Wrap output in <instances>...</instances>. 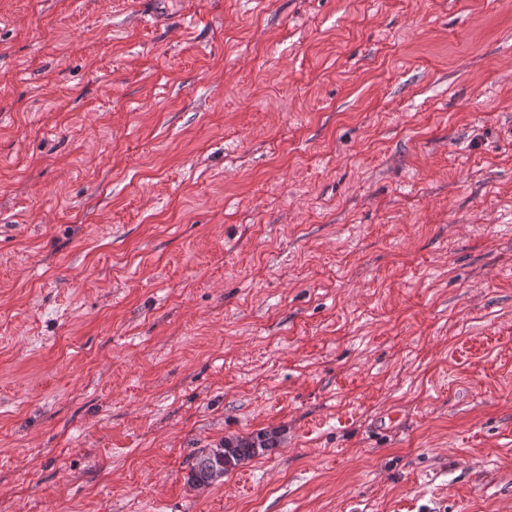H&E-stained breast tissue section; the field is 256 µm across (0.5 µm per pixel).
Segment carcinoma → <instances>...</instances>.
I'll return each mask as SVG.
<instances>
[{
	"label": "carcinoma",
	"mask_w": 512,
	"mask_h": 512,
	"mask_svg": "<svg viewBox=\"0 0 512 512\" xmlns=\"http://www.w3.org/2000/svg\"><path fill=\"white\" fill-rule=\"evenodd\" d=\"M280 443L278 433L267 431L247 439H224L200 452L190 470L187 485L209 487L213 474L221 472L226 475L244 461L263 455Z\"/></svg>",
	"instance_id": "obj_1"
}]
</instances>
